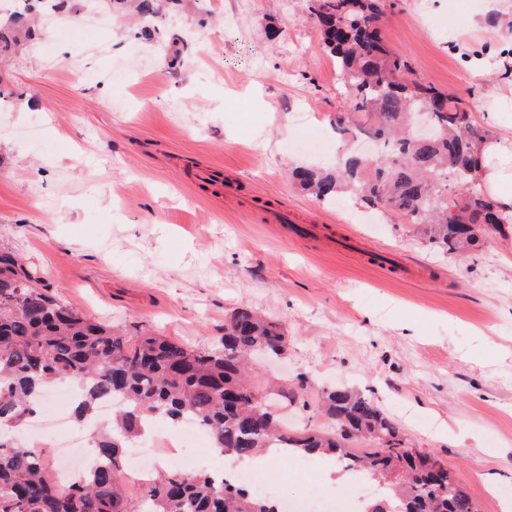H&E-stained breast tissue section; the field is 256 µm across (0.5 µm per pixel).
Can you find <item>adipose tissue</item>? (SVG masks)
Wrapping results in <instances>:
<instances>
[{
	"mask_svg": "<svg viewBox=\"0 0 512 512\" xmlns=\"http://www.w3.org/2000/svg\"><path fill=\"white\" fill-rule=\"evenodd\" d=\"M476 173L499 212L512 217V132L484 142L476 157Z\"/></svg>",
	"mask_w": 512,
	"mask_h": 512,
	"instance_id": "adipose-tissue-1",
	"label": "adipose tissue"
}]
</instances>
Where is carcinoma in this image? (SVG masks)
<instances>
[{
  "label": "carcinoma",
  "mask_w": 512,
  "mask_h": 512,
  "mask_svg": "<svg viewBox=\"0 0 512 512\" xmlns=\"http://www.w3.org/2000/svg\"><path fill=\"white\" fill-rule=\"evenodd\" d=\"M323 47L349 88L336 130L379 144L368 162L346 156L334 170L301 167L293 177L317 200L348 198L403 224L434 249L479 248L484 234L507 221L478 183L475 158L490 131L447 93L411 78L381 30L386 0H308ZM16 15L0 22V58L11 53ZM415 111L429 112L436 136L409 134ZM467 190L448 195L447 177ZM288 352L284 327L249 310L224 323L222 348L193 349L141 331L130 335L91 320L59 300L0 246V512H129L122 474L127 448L143 424L193 420L213 447L239 459L278 445L290 456L331 455L347 471L378 482L382 493L365 512H478L466 489L439 460L406 448L397 423L372 401L344 388L322 391L329 430L283 427L269 393L250 381V358L276 360ZM71 381L84 389L75 415L88 420L98 403L118 405L96 437L99 463L83 477L60 481L38 448L15 439L45 390ZM140 512H279L278 503L215 473L170 469L147 481Z\"/></svg>",
  "instance_id": "carcinoma-1"
}]
</instances>
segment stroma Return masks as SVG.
Segmentation results:
<instances>
[{"mask_svg":"<svg viewBox=\"0 0 512 512\" xmlns=\"http://www.w3.org/2000/svg\"><path fill=\"white\" fill-rule=\"evenodd\" d=\"M485 0H387L384 35L471 114L512 92V27ZM160 37L116 0H68L0 60V245L93 320L220 347L248 307L283 324L257 384L299 390L291 425L330 422L343 386L445 464L479 512L512 488V232L444 254L411 225L322 204L289 178L329 167L349 96L305 0L164 4ZM329 459L275 467L281 493Z\"/></svg>","mask_w":512,"mask_h":512,"instance_id":"35a3bbf8","label":"stroma"}]
</instances>
